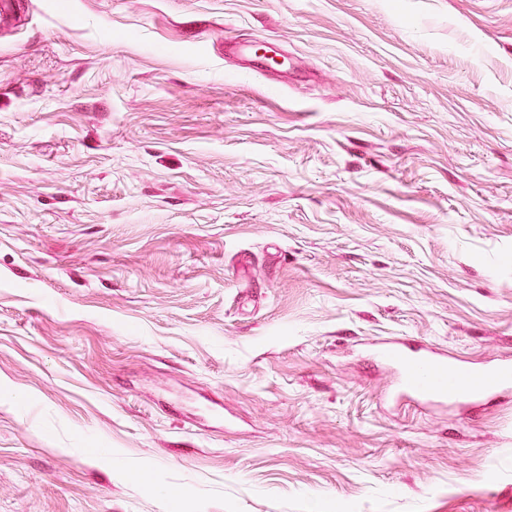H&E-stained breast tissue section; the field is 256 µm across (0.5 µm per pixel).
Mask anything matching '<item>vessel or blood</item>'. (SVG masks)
Listing matches in <instances>:
<instances>
[{
    "mask_svg": "<svg viewBox=\"0 0 512 512\" xmlns=\"http://www.w3.org/2000/svg\"><path fill=\"white\" fill-rule=\"evenodd\" d=\"M378 356L394 365L403 394L429 402L449 400L474 405L485 397L512 387V359H503L484 368L421 348L410 355L402 341H391L377 350Z\"/></svg>",
    "mask_w": 512,
    "mask_h": 512,
    "instance_id": "vessel-or-blood-1",
    "label": "vessel or blood"
}]
</instances>
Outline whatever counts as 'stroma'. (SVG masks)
<instances>
[{
  "label": "stroma",
  "mask_w": 512,
  "mask_h": 512,
  "mask_svg": "<svg viewBox=\"0 0 512 512\" xmlns=\"http://www.w3.org/2000/svg\"><path fill=\"white\" fill-rule=\"evenodd\" d=\"M394 336L512 355V0L0 15V512H512Z\"/></svg>",
  "instance_id": "1"
}]
</instances>
